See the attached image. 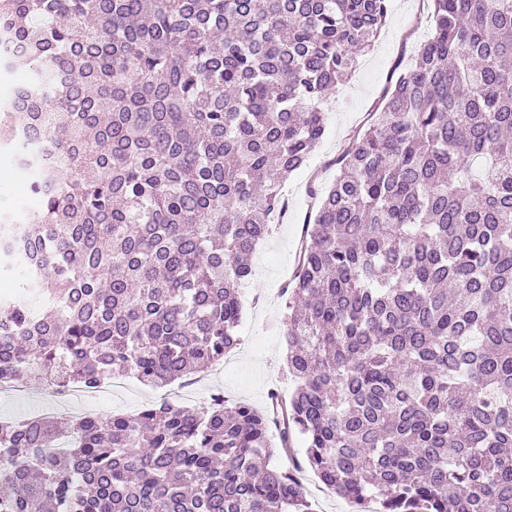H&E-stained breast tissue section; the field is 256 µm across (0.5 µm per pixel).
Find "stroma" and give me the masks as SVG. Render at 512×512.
Instances as JSON below:
<instances>
[{
	"mask_svg": "<svg viewBox=\"0 0 512 512\" xmlns=\"http://www.w3.org/2000/svg\"><path fill=\"white\" fill-rule=\"evenodd\" d=\"M388 19L374 46L359 52L351 77L330 95L325 105L326 131L305 165L291 174L283 186L288 213L273 234L262 241L253 255V272L240 286L243 306L237 329L239 345L191 387L171 385L157 389L124 377V386L112 398L84 399L79 410L100 416L134 414L160 400L187 408L207 403L211 394L245 401L264 409L271 390L286 394L291 382L283 373L286 341L281 290L290 279L298 260L305 221L311 211L312 192L327 191L336 179L335 161L350 134L366 123L371 112L380 109L387 89L404 68L413 64L419 44L431 31L430 0H389ZM29 174L18 167L10 152L0 151V213H10L24 222L30 208L20 192ZM60 417V399L38 373L25 379L23 391L0 396V419L21 416Z\"/></svg>",
	"mask_w": 512,
	"mask_h": 512,
	"instance_id": "35a3bbf8",
	"label": "stroma"
}]
</instances>
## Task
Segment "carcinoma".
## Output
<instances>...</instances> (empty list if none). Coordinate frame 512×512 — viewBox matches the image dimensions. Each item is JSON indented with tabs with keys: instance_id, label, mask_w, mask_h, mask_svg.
Listing matches in <instances>:
<instances>
[{
	"instance_id": "cac0c4a2",
	"label": "carcinoma",
	"mask_w": 512,
	"mask_h": 512,
	"mask_svg": "<svg viewBox=\"0 0 512 512\" xmlns=\"http://www.w3.org/2000/svg\"><path fill=\"white\" fill-rule=\"evenodd\" d=\"M432 2L283 288L291 395L0 422V512H314L307 469L379 512H512V0ZM387 10L0 0V68L28 62L0 148L36 198L0 217L28 268L0 297V385L162 388L236 348L282 183ZM297 435L303 460L274 465Z\"/></svg>"
}]
</instances>
